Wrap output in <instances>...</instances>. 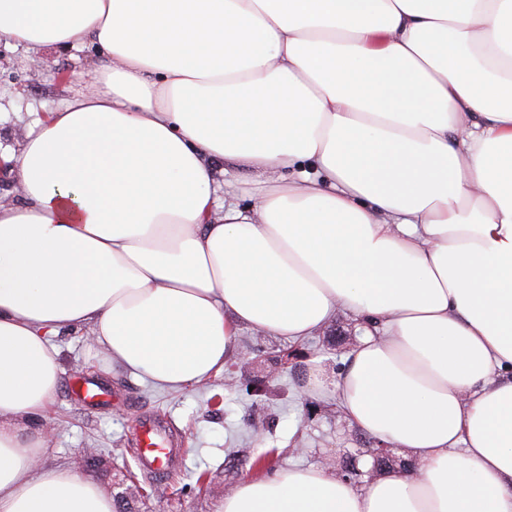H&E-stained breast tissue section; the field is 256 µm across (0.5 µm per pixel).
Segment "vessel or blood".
<instances>
[{"instance_id":"vessel-or-blood-1","label":"vessel or blood","mask_w":512,"mask_h":512,"mask_svg":"<svg viewBox=\"0 0 512 512\" xmlns=\"http://www.w3.org/2000/svg\"><path fill=\"white\" fill-rule=\"evenodd\" d=\"M167 424L150 412L141 413L131 435V453L156 483H164L171 470L183 467L179 439L168 433Z\"/></svg>"}]
</instances>
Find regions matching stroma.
I'll use <instances>...</instances> for the list:
<instances>
[{"label": "stroma", "instance_id": "stroma-1", "mask_svg": "<svg viewBox=\"0 0 512 512\" xmlns=\"http://www.w3.org/2000/svg\"><path fill=\"white\" fill-rule=\"evenodd\" d=\"M45 65L31 66L25 46L0 43V151L10 152L23 129L55 109L81 84L80 76L93 73L96 62L89 48L43 51ZM339 338L320 331L302 344L305 368L322 365L338 377L360 333L353 319L337 314ZM63 375L42 413L30 417V428L50 431L45 462L62 466L96 481L120 495L131 481H145L126 451L141 412L167 419L183 442L186 466L144 498L141 512H217L221 499L248 479L245 458L271 448L282 449L279 470L320 464L327 457L341 458L344 450L362 448L366 436L350 427L335 407V392H304L292 372H285L264 387L261 395L228 391L223 375L206 385L165 390L133 375L113 370L99 350L92 349L85 331L54 336ZM79 379H92L110 388L112 405L106 410L86 406L71 393ZM95 449L102 464L89 467L84 449ZM207 472L209 488L197 481Z\"/></svg>", "mask_w": 512, "mask_h": 512}]
</instances>
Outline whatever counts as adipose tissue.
<instances>
[{
  "instance_id": "ef3b65f1",
  "label": "adipose tissue",
  "mask_w": 512,
  "mask_h": 512,
  "mask_svg": "<svg viewBox=\"0 0 512 512\" xmlns=\"http://www.w3.org/2000/svg\"><path fill=\"white\" fill-rule=\"evenodd\" d=\"M1 41L102 63L0 205V512H114L23 425L52 336L181 390L242 330L342 311L363 337L307 388L413 469L248 479L219 512H512V0H0Z\"/></svg>"
}]
</instances>
